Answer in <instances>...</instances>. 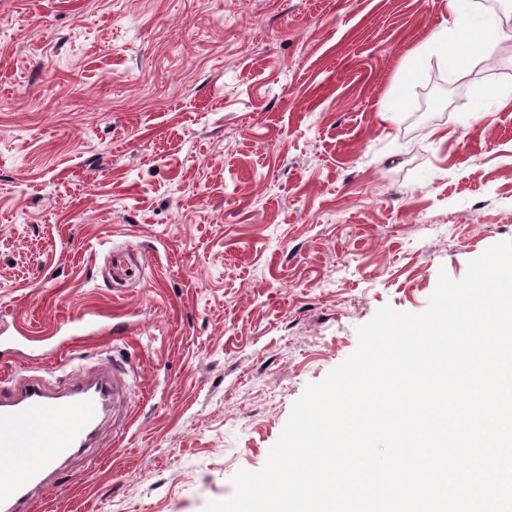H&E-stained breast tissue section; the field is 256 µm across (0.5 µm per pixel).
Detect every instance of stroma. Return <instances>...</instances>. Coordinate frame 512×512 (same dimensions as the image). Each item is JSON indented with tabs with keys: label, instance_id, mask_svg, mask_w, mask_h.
Segmentation results:
<instances>
[{
	"label": "stroma",
	"instance_id": "obj_1",
	"mask_svg": "<svg viewBox=\"0 0 512 512\" xmlns=\"http://www.w3.org/2000/svg\"><path fill=\"white\" fill-rule=\"evenodd\" d=\"M447 3L0 0V380L131 386L26 512L229 498L357 326L512 241V43L404 69Z\"/></svg>",
	"mask_w": 512,
	"mask_h": 512
}]
</instances>
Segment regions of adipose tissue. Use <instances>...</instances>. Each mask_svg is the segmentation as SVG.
Masks as SVG:
<instances>
[{
  "label": "adipose tissue",
  "instance_id": "adipose-tissue-1",
  "mask_svg": "<svg viewBox=\"0 0 512 512\" xmlns=\"http://www.w3.org/2000/svg\"><path fill=\"white\" fill-rule=\"evenodd\" d=\"M448 11L449 21L436 28L425 42L407 54V67H415L423 57L434 54L446 61L450 73L461 75L469 67L474 30L488 31L494 41L512 39V31L507 29L505 21L494 14L477 13L473 0H448Z\"/></svg>",
  "mask_w": 512,
  "mask_h": 512
}]
</instances>
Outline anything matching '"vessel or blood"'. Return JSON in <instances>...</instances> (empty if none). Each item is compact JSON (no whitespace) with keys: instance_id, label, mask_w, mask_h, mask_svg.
Instances as JSON below:
<instances>
[{"instance_id":"vessel-or-blood-1","label":"vessel or blood","mask_w":512,"mask_h":512,"mask_svg":"<svg viewBox=\"0 0 512 512\" xmlns=\"http://www.w3.org/2000/svg\"><path fill=\"white\" fill-rule=\"evenodd\" d=\"M116 376L72 377L63 388L37 376H14L0 387V512H20L33 490L54 476L60 461L79 455L102 422L106 402H120Z\"/></svg>"}]
</instances>
